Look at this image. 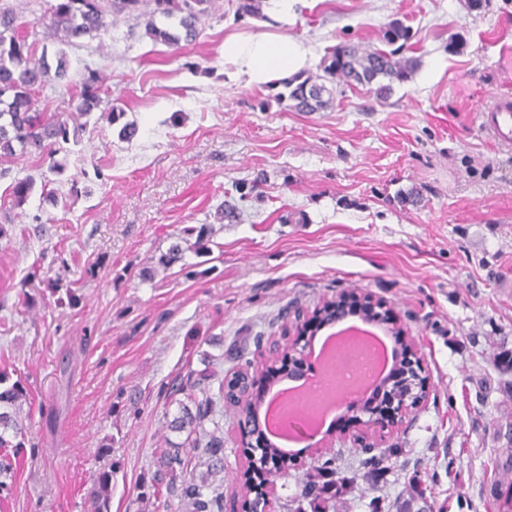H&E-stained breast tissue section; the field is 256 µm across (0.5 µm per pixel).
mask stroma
<instances>
[{
    "mask_svg": "<svg viewBox=\"0 0 512 512\" xmlns=\"http://www.w3.org/2000/svg\"><path fill=\"white\" fill-rule=\"evenodd\" d=\"M215 0L195 41L169 47L144 17L119 14L110 36L63 45L73 76L97 71L132 140L89 123L67 176L26 155L5 163L0 194L32 178L23 208L0 210V371L28 392V442L0 512H93L112 472L110 512H186L160 482L161 458L194 459L168 423L171 387L204 367L259 373L295 311L341 292L385 300L427 376L428 399L367 452L333 429L330 445L293 457L269 512H289L316 468L335 462L342 490L323 512H496L512 494V150L479 128L502 88L512 0H299L288 21L237 18ZM402 21L417 69L377 99L327 81L328 108L292 112L277 85L224 75V40L303 41L323 72L329 47H378ZM462 36L460 51L448 48ZM256 189L241 197V183ZM233 202L239 217L219 221ZM208 225V252L195 230ZM180 259L162 264L171 245ZM53 288L25 285L32 268ZM224 512H242L248 456L225 405Z\"/></svg>",
    "mask_w": 512,
    "mask_h": 512,
    "instance_id": "stroma-1",
    "label": "stroma"
}]
</instances>
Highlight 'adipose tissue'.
I'll list each match as a JSON object with an SVG mask.
<instances>
[{
    "label": "adipose tissue",
    "instance_id": "ef3b65f1",
    "mask_svg": "<svg viewBox=\"0 0 512 512\" xmlns=\"http://www.w3.org/2000/svg\"><path fill=\"white\" fill-rule=\"evenodd\" d=\"M304 43L268 35L231 36L224 41V74L233 82L260 86L297 74L310 64Z\"/></svg>",
    "mask_w": 512,
    "mask_h": 512
}]
</instances>
